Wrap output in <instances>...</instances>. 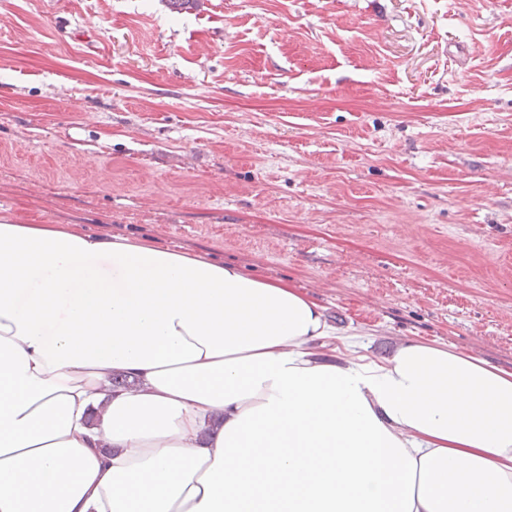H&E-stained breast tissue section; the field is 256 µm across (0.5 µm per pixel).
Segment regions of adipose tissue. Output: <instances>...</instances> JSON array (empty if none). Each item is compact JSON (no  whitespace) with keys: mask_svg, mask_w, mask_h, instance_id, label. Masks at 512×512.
<instances>
[{"mask_svg":"<svg viewBox=\"0 0 512 512\" xmlns=\"http://www.w3.org/2000/svg\"><path fill=\"white\" fill-rule=\"evenodd\" d=\"M339 336L287 281L0 221V512H512V370Z\"/></svg>","mask_w":512,"mask_h":512,"instance_id":"adipose-tissue-1","label":"adipose tissue"}]
</instances>
